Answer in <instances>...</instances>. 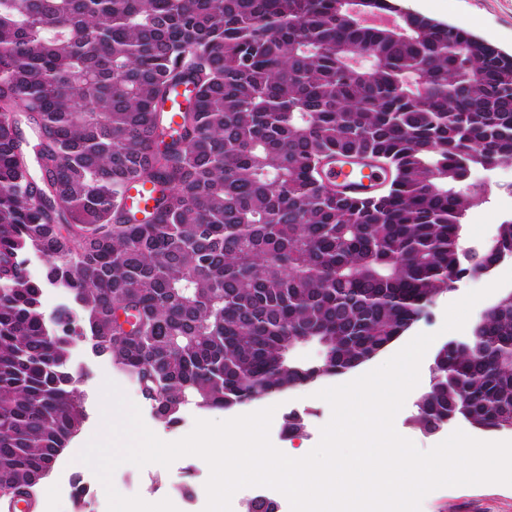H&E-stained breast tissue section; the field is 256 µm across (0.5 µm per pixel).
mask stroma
Listing matches in <instances>:
<instances>
[{"label": "stroma", "mask_w": 512, "mask_h": 512, "mask_svg": "<svg viewBox=\"0 0 512 512\" xmlns=\"http://www.w3.org/2000/svg\"><path fill=\"white\" fill-rule=\"evenodd\" d=\"M401 4L410 11L434 20L466 27L493 46L512 53V0H401ZM511 218L512 166L506 168L501 184L486 194L484 203L468 214L464 224V238L470 243L486 241L494 233L497 224ZM502 274V269L498 268L491 277L466 278L457 283L455 290L437 300L428 317L415 323L406 332V339H413L421 333H432L436 336V346L453 339V332L442 329L446 307L467 292L489 285L491 279L500 278ZM434 355V349L427 350L420 365L419 383L408 394L394 421L397 432L423 450L442 442L451 433L450 428L446 427L435 434H424L410 423L418 397L429 387ZM68 366L84 399L87 420L81 433L71 440L60 456L50 476V489L41 492L34 512H107V497L100 481L87 465L76 458L86 442L99 432L100 388L107 378L117 383L139 406L147 427L166 441H176L189 434L196 420H228L235 415L271 406L275 409L269 432L272 444L285 454L295 449L307 453L318 444L321 429L331 418L329 405L317 398L318 387L313 384L239 406L231 412L200 410L190 405L182 411L180 422L171 426L155 417L150 401L138 387L116 372L107 358L93 353L90 342L79 341L72 346ZM291 411L302 413L306 421L305 431L295 436L285 435L282 431L283 417ZM209 475V468L199 457L188 455L168 467L159 464L142 468L131 464L121 465L113 474V485L120 494L127 497L137 495L146 501L167 498L178 512H203L207 502L205 484ZM65 478L74 483L90 485L91 494L80 503L59 495L57 488ZM420 512H512V486L489 483L441 487L424 497Z\"/></svg>", "instance_id": "1"}]
</instances>
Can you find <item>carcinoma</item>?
<instances>
[{
    "instance_id": "1",
    "label": "carcinoma",
    "mask_w": 512,
    "mask_h": 512,
    "mask_svg": "<svg viewBox=\"0 0 512 512\" xmlns=\"http://www.w3.org/2000/svg\"><path fill=\"white\" fill-rule=\"evenodd\" d=\"M0 0V507L34 505L87 418L67 362L97 353L176 424L374 359L465 276L468 173L512 162V55L369 0ZM368 51L356 68L347 58ZM193 97L169 117L171 89ZM372 157L344 197L319 170ZM133 185L156 192L139 218ZM46 260L21 274V256ZM72 306L47 315L45 284ZM320 351L314 361L301 353ZM413 426L512 430V291L436 352ZM303 415L284 416L293 436ZM361 176H352L351 172ZM322 182L348 196L363 198L373 195L387 178V173L370 159L353 157L330 159L321 169Z\"/></svg>"
}]
</instances>
